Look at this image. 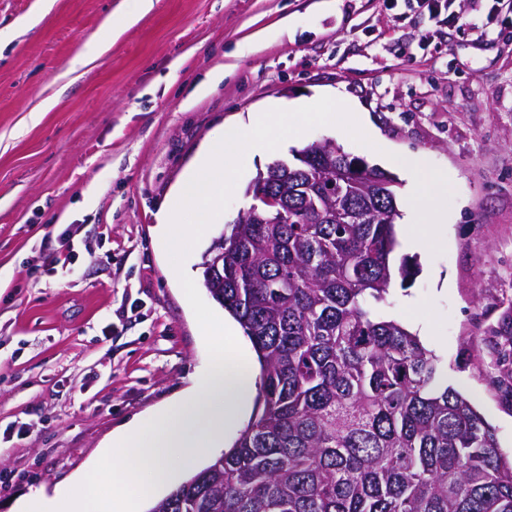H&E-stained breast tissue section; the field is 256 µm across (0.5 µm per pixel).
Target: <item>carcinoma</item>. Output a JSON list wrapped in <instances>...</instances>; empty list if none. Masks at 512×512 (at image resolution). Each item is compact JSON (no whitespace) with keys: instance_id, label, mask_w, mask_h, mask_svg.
<instances>
[{"instance_id":"obj_1","label":"carcinoma","mask_w":512,"mask_h":512,"mask_svg":"<svg viewBox=\"0 0 512 512\" xmlns=\"http://www.w3.org/2000/svg\"><path fill=\"white\" fill-rule=\"evenodd\" d=\"M354 162L325 141L271 163L204 257L203 286L250 338L261 389L234 447L147 512H512L495 428L377 307L414 265L394 256L391 175L364 166L329 188Z\"/></svg>"}]
</instances>
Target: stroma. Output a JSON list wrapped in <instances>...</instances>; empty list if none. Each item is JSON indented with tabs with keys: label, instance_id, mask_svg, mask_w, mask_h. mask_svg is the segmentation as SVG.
<instances>
[{
	"label": "stroma",
	"instance_id": "obj_1",
	"mask_svg": "<svg viewBox=\"0 0 512 512\" xmlns=\"http://www.w3.org/2000/svg\"><path fill=\"white\" fill-rule=\"evenodd\" d=\"M458 29L408 0H0V512L85 471L101 442L189 387L208 352L162 244L158 212L228 120L338 97L378 148L321 126L245 154L233 199L184 261L250 203L260 171L330 140L396 179L443 171L444 251L381 303L424 316L450 384L512 458V8L448 0ZM105 52L78 63L87 41ZM390 157L377 161V149ZM74 227L77 258L44 266Z\"/></svg>",
	"mask_w": 512,
	"mask_h": 512
}]
</instances>
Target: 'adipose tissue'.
<instances>
[{"label": "adipose tissue", "mask_w": 512, "mask_h": 512, "mask_svg": "<svg viewBox=\"0 0 512 512\" xmlns=\"http://www.w3.org/2000/svg\"><path fill=\"white\" fill-rule=\"evenodd\" d=\"M199 338L212 363L190 387L112 433L83 475L28 497L19 512H143L181 465L232 448L254 412L257 355L229 316L201 319Z\"/></svg>", "instance_id": "adipose-tissue-1"}]
</instances>
